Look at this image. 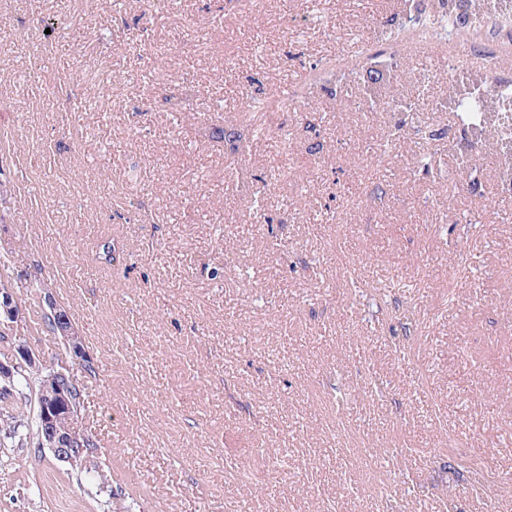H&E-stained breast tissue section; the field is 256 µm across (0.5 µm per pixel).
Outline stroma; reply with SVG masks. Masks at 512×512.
<instances>
[{
  "label": "stroma",
  "instance_id": "35a3bbf8",
  "mask_svg": "<svg viewBox=\"0 0 512 512\" xmlns=\"http://www.w3.org/2000/svg\"><path fill=\"white\" fill-rule=\"evenodd\" d=\"M405 5L0 0V279L25 299L16 334L50 359L27 286L54 278L99 366L86 420L123 489L0 447V512H512V196L492 145L469 186L456 121L391 106L421 83L438 99L447 60L405 57L372 110L312 86L306 111L264 116L289 139L222 136L244 129L243 94L296 88ZM88 83L108 97L75 109L66 92ZM418 130L436 177L386 144ZM273 167L267 225L242 182Z\"/></svg>",
  "mask_w": 512,
  "mask_h": 512
}]
</instances>
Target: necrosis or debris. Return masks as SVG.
I'll return each instance as SVG.
<instances>
[{"mask_svg": "<svg viewBox=\"0 0 512 512\" xmlns=\"http://www.w3.org/2000/svg\"><path fill=\"white\" fill-rule=\"evenodd\" d=\"M435 9L448 13L466 14L469 24L483 32L484 43L462 45L451 42L448 47V67L453 75L448 79L442 97L446 106L465 97H480L496 130L494 144L503 159L498 170L502 193L512 195V95L499 94V86L512 83V71L501 68L500 59L512 56V0H435ZM479 53L485 60L477 71L462 66L465 53Z\"/></svg>", "mask_w": 512, "mask_h": 512, "instance_id": "4bbe7bcc", "label": "necrosis or debris"}]
</instances>
